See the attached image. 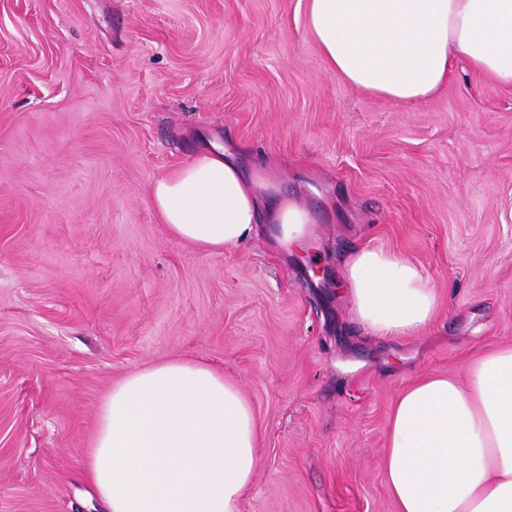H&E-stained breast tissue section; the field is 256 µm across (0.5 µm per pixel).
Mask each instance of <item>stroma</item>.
Listing matches in <instances>:
<instances>
[{"label":"stroma","mask_w":512,"mask_h":512,"mask_svg":"<svg viewBox=\"0 0 512 512\" xmlns=\"http://www.w3.org/2000/svg\"><path fill=\"white\" fill-rule=\"evenodd\" d=\"M305 6L0 0V512H101L83 471L102 402L186 357L253 408L241 512H396L399 392L512 344V88L460 60L419 104L360 92L326 70ZM213 144L268 169L266 207L308 210L304 248L265 223L221 252L166 231L152 183ZM365 246L421 267L427 330L353 317L343 260Z\"/></svg>","instance_id":"stroma-1"}]
</instances>
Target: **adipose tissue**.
I'll return each mask as SVG.
<instances>
[{
    "label": "adipose tissue",
    "mask_w": 512,
    "mask_h": 512,
    "mask_svg": "<svg viewBox=\"0 0 512 512\" xmlns=\"http://www.w3.org/2000/svg\"><path fill=\"white\" fill-rule=\"evenodd\" d=\"M306 26L328 71L399 104L433 97L458 58L512 87V0H307ZM268 188L215 146L155 180L147 202L169 234L218 252L256 234ZM272 221L300 244L311 217L284 199ZM343 280L374 334L413 336L434 319V288L396 253L355 250ZM466 373L463 383L421 377L397 399L381 460L396 512H512V344L486 349ZM258 442L252 406L223 370L166 360L113 385L86 475L106 512H240Z\"/></svg>",
    "instance_id": "obj_1"
}]
</instances>
